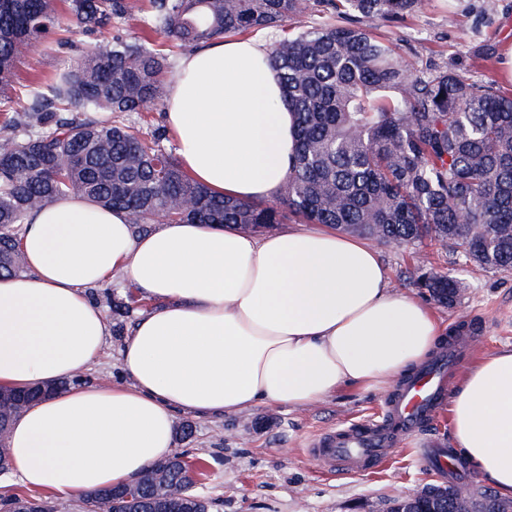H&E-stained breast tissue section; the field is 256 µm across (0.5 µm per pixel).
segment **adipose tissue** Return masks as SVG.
<instances>
[{
	"label": "adipose tissue",
	"instance_id": "obj_1",
	"mask_svg": "<svg viewBox=\"0 0 512 512\" xmlns=\"http://www.w3.org/2000/svg\"><path fill=\"white\" fill-rule=\"evenodd\" d=\"M164 106L189 177L247 203L276 198L295 116L263 42L185 54ZM20 250L26 274L0 278V388L66 387L13 421L6 451L23 484L60 496L125 486L171 456L177 412L301 408L343 385L385 386L442 334L363 239L321 227L162 222L138 235L124 211L71 196L30 215ZM117 277L155 303L120 349L131 382L72 385L109 334L86 291ZM450 413L456 447L512 496V350L469 370Z\"/></svg>",
	"mask_w": 512,
	"mask_h": 512
}]
</instances>
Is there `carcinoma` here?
Masks as SVG:
<instances>
[{
	"instance_id": "1",
	"label": "carcinoma",
	"mask_w": 512,
	"mask_h": 512,
	"mask_svg": "<svg viewBox=\"0 0 512 512\" xmlns=\"http://www.w3.org/2000/svg\"><path fill=\"white\" fill-rule=\"evenodd\" d=\"M151 34L112 31L129 0H0V277L26 271L18 226L44 204L84 196L127 213L138 233L161 221L230 224L261 233L290 222L325 224L384 245L425 239L451 264L512 269V85L472 81L420 65L377 33L426 0H148ZM326 7L336 22L291 32L269 53L296 117L297 148L277 197L245 203L193 181L179 159L118 117L151 112L170 74L154 36L197 48L227 36L276 29ZM98 37L52 80L12 87L15 69L39 46L73 49L65 22ZM418 287L440 304L463 282L421 265ZM132 294L110 299L132 311ZM8 393L0 405V448L12 421L47 390ZM198 467L176 452L133 485L79 499V512H209L196 491ZM165 484L168 497L152 489ZM479 512H512L482 494ZM0 512H56L47 498L0 497Z\"/></svg>"
}]
</instances>
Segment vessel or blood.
I'll use <instances>...</instances> for the list:
<instances>
[{"label":"vessel or blood","mask_w":512,"mask_h":512,"mask_svg":"<svg viewBox=\"0 0 512 512\" xmlns=\"http://www.w3.org/2000/svg\"><path fill=\"white\" fill-rule=\"evenodd\" d=\"M457 356V351H450L403 387L393 401L385 403L380 419L324 432L312 441L310 453L342 473L378 469L389 461L395 447L441 413L446 373Z\"/></svg>","instance_id":"b4317fda"}]
</instances>
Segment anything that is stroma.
I'll return each mask as SVG.
<instances>
[{"instance_id":"obj_1","label":"stroma","mask_w":512,"mask_h":512,"mask_svg":"<svg viewBox=\"0 0 512 512\" xmlns=\"http://www.w3.org/2000/svg\"><path fill=\"white\" fill-rule=\"evenodd\" d=\"M482 3L461 0L451 8L446 0H433L407 21L383 23L380 31L402 40L406 54L421 62L448 65L472 80L506 86L512 84L505 74L504 54L512 47V0H496L490 25L478 35L472 22ZM72 58V53L41 47L29 54L17 74L22 80L60 74ZM375 249L391 288L414 299L422 297L415 285L420 264L454 272L464 281L453 305H429L446 332L464 329L470 348L460 357V372L512 349V271L453 268L447 252L430 245L415 250L379 243ZM121 345V338L109 336L100 359L82 374L81 383L126 382ZM394 392L391 386H345L304 408L259 405L225 418L181 412L176 425L190 427L191 433L177 435L175 447L203 464L198 491L210 501L209 512H385L390 501L442 483V476L408 446L396 449L384 470L355 474L328 472L309 454L308 446L326 430L378 414Z\"/></svg>"}]
</instances>
